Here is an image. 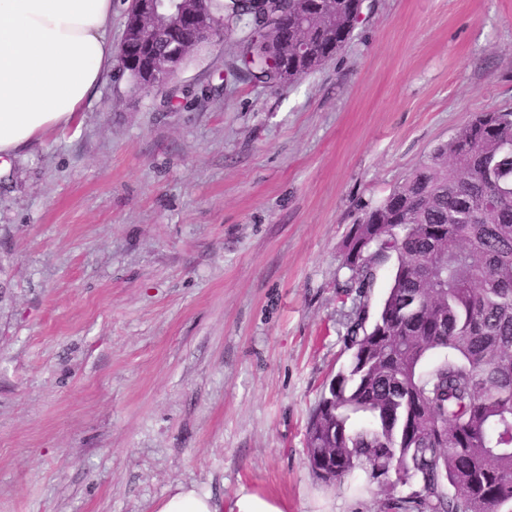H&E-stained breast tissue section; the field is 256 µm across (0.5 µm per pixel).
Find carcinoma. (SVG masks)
Returning a JSON list of instances; mask_svg holds the SVG:
<instances>
[{
    "label": "carcinoma",
    "instance_id": "obj_1",
    "mask_svg": "<svg viewBox=\"0 0 512 512\" xmlns=\"http://www.w3.org/2000/svg\"><path fill=\"white\" fill-rule=\"evenodd\" d=\"M236 34L240 70L264 84L316 70L351 37L363 0H187ZM288 42L315 57L285 75ZM119 71L136 82L139 46ZM395 259L372 322H347L346 369L329 383L307 427L314 475L339 484L367 473L388 512H497L512 506V112L478 113L437 145L353 225L343 287L367 292ZM446 357L432 368V353ZM411 491L393 495L398 485Z\"/></svg>",
    "mask_w": 512,
    "mask_h": 512
}]
</instances>
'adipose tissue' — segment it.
Returning a JSON list of instances; mask_svg holds the SVG:
<instances>
[{
  "mask_svg": "<svg viewBox=\"0 0 512 512\" xmlns=\"http://www.w3.org/2000/svg\"><path fill=\"white\" fill-rule=\"evenodd\" d=\"M113 0H0V158L73 122L112 69Z\"/></svg>",
  "mask_w": 512,
  "mask_h": 512,
  "instance_id": "ef3b65f1",
  "label": "adipose tissue"
}]
</instances>
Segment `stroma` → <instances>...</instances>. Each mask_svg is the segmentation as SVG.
I'll use <instances>...</instances> for the list:
<instances>
[{"label":"stroma","instance_id":"1","mask_svg":"<svg viewBox=\"0 0 512 512\" xmlns=\"http://www.w3.org/2000/svg\"><path fill=\"white\" fill-rule=\"evenodd\" d=\"M235 34L151 92L106 76L0 160V512H379L328 485L310 415L347 363L344 245L438 144L512 111V0H365L293 83L236 73ZM156 512H219L217 505L208 495H201L194 489L180 486L166 497Z\"/></svg>","mask_w":512,"mask_h":512}]
</instances>
